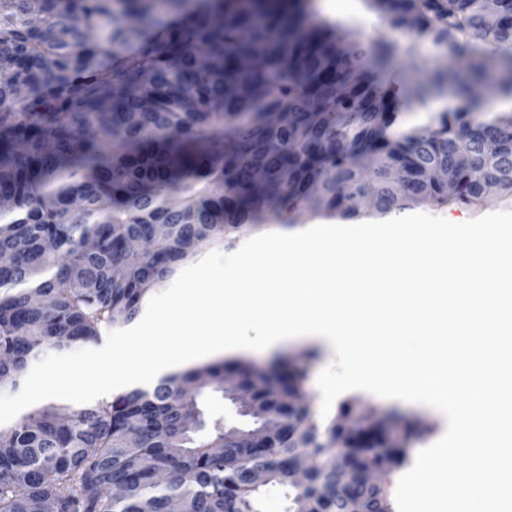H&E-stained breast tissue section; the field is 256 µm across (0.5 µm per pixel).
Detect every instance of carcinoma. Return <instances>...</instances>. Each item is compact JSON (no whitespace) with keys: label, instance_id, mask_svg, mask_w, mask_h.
Masks as SVG:
<instances>
[{"label":"carcinoma","instance_id":"1","mask_svg":"<svg viewBox=\"0 0 512 512\" xmlns=\"http://www.w3.org/2000/svg\"><path fill=\"white\" fill-rule=\"evenodd\" d=\"M364 2L406 36L411 67L428 46L464 68L401 92L398 41L348 44L307 0H0V387L104 342L268 208L292 224L512 198V109L478 91L512 98V0ZM435 96L463 106L388 136L401 105ZM226 375L253 397L227 428L206 404ZM353 413L319 423L299 375L244 361L43 404L0 425V512H169L175 496L182 512H260L258 469L288 487L286 512H390L364 473L403 451L385 419ZM343 462L359 468L349 486Z\"/></svg>","mask_w":512,"mask_h":512}]
</instances>
